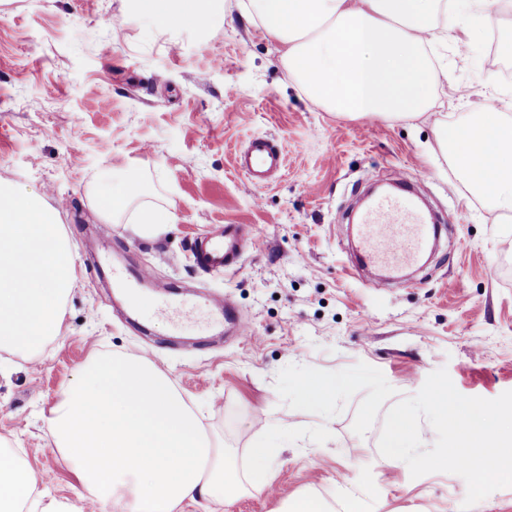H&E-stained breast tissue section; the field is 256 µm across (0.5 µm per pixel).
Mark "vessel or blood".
I'll return each instance as SVG.
<instances>
[{"instance_id": "vessel-or-blood-1", "label": "vessel or blood", "mask_w": 512, "mask_h": 512, "mask_svg": "<svg viewBox=\"0 0 512 512\" xmlns=\"http://www.w3.org/2000/svg\"><path fill=\"white\" fill-rule=\"evenodd\" d=\"M238 171L250 182L270 181L282 166V155L276 144L266 137L252 138L238 154ZM441 227L429 223L418 204V191L398 188L370 196L355 216V248L362 267L374 271V287L401 280L405 267L416 261L438 238ZM241 224L225 225L218 234L197 239L193 255L205 271H232L246 248H258ZM204 305L217 322L242 329L241 314L231 300L205 296Z\"/></svg>"}]
</instances>
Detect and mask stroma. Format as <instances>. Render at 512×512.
Returning a JSON list of instances; mask_svg holds the SVG:
<instances>
[{
	"mask_svg": "<svg viewBox=\"0 0 512 512\" xmlns=\"http://www.w3.org/2000/svg\"><path fill=\"white\" fill-rule=\"evenodd\" d=\"M236 3L217 0L203 29H157L124 0H0V181L58 209L76 268L55 336L38 354L0 356V449L33 475L42 512H86L50 411L93 359L148 346L239 471L261 433L292 424L264 476L272 493L199 497L182 512H279L302 492L332 506L355 494L370 512H457L463 478L411 477L378 442L387 410L437 369L466 396L512 390V230L460 181L436 136L485 104L512 119V9L490 0L476 15L450 0V33L428 53L453 93L395 120L327 111ZM258 135L283 155L265 187L235 169ZM130 173L141 202L172 205L175 221L153 237L124 222L100 236L89 193ZM396 177L423 183L448 236L413 265L408 286L374 288L353 267L347 214L368 183ZM219 224L246 225L261 241L225 276L189 258ZM144 266L174 306L205 290L227 295L247 335H215L204 309L192 324L163 309L130 315L112 273ZM313 375L339 387L309 411L300 388Z\"/></svg>",
	"mask_w": 512,
	"mask_h": 512,
	"instance_id": "35a3bbf8",
	"label": "stroma"
}]
</instances>
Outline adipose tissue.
<instances>
[{
  "label": "adipose tissue",
  "mask_w": 512,
  "mask_h": 512,
  "mask_svg": "<svg viewBox=\"0 0 512 512\" xmlns=\"http://www.w3.org/2000/svg\"><path fill=\"white\" fill-rule=\"evenodd\" d=\"M214 0H125L127 10L160 27H202ZM241 13L282 48L289 75L329 111L353 117L408 118L426 112L448 75L425 45L437 38L446 0H239ZM438 141L461 179L500 199L512 194V120L497 110L448 123ZM137 176L121 196L96 194L104 224L131 214L138 233L172 223L169 207L134 208ZM56 446L75 464L94 501L127 500L131 512H179L183 501L223 495L242 481L201 431L171 380L143 355L91 361L53 409ZM34 482L0 454V512H23Z\"/></svg>",
  "instance_id": "ef3b65f1"
}]
</instances>
